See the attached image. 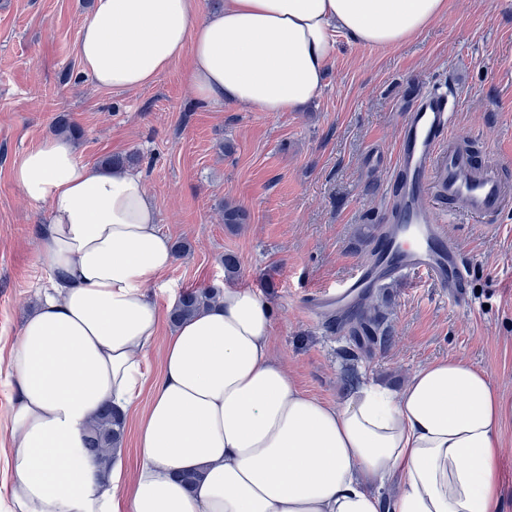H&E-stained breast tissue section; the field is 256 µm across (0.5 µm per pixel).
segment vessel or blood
Here are the masks:
<instances>
[{
	"instance_id": "1",
	"label": "vessel or blood",
	"mask_w": 512,
	"mask_h": 512,
	"mask_svg": "<svg viewBox=\"0 0 512 512\" xmlns=\"http://www.w3.org/2000/svg\"><path fill=\"white\" fill-rule=\"evenodd\" d=\"M455 112L454 100L439 91L407 109L375 254L336 289L318 293L314 308L353 309L374 288L409 274L424 275L455 302L469 304L465 266L448 242L447 224L456 217L489 223L512 201V187L491 161L477 160L469 137L452 133Z\"/></svg>"
}]
</instances>
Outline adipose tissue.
Returning <instances> with one entry per match:
<instances>
[{
	"label": "adipose tissue",
	"instance_id": "ef3b65f1",
	"mask_svg": "<svg viewBox=\"0 0 512 512\" xmlns=\"http://www.w3.org/2000/svg\"><path fill=\"white\" fill-rule=\"evenodd\" d=\"M447 12L448 0H224L206 13L199 0H95L78 57L97 86L129 91L187 54L202 102L291 112L320 93L340 40L395 46ZM12 178L50 220L37 229L48 285L6 363V512H501L512 407L485 369L445 359L402 388L325 402L274 357L269 304L228 288L176 325L148 382L161 323L149 291L174 252L142 174L92 169L51 137ZM147 386L129 481L121 450L105 472L84 438L104 404L128 411ZM193 471L189 488L178 476Z\"/></svg>",
	"mask_w": 512,
	"mask_h": 512
}]
</instances>
